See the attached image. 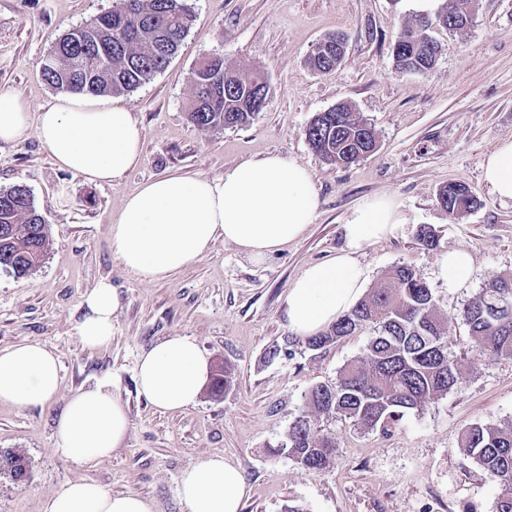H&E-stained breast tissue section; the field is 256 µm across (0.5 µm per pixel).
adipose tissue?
Instances as JSON below:
<instances>
[{
  "label": "adipose tissue",
  "mask_w": 512,
  "mask_h": 512,
  "mask_svg": "<svg viewBox=\"0 0 512 512\" xmlns=\"http://www.w3.org/2000/svg\"><path fill=\"white\" fill-rule=\"evenodd\" d=\"M47 147L58 167L95 185L121 179L143 160V130L120 104L101 107L81 94H68L39 112L0 92V141L29 135ZM484 179L499 197L512 200V140L488 156ZM309 171L275 154L246 161L219 176L169 174L144 182L123 202L111 226L112 255L128 270L162 281L196 264L217 239L261 261L304 235L317 212ZM407 218L392 196L360 203L348 219L346 246L333 258L309 265L290 286L289 329L297 336L322 332L360 298L367 272L357 255L368 244L396 236ZM86 313L76 333L81 344L100 349L112 340V320L121 298L99 281L84 296ZM61 360L36 341L0 348V403L42 405L60 389ZM209 362L196 339L167 338L137 363L140 391L157 409L177 411L197 404ZM130 430L125 405L108 384L71 394L55 426L59 453L82 465L109 458ZM247 493L239 469L221 455L183 471L179 494L188 512H240ZM44 512H153L135 492L112 494L85 480L68 481L44 504Z\"/></svg>",
  "instance_id": "adipose-tissue-1"
}]
</instances>
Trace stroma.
<instances>
[{
  "instance_id": "1",
  "label": "stroma",
  "mask_w": 512,
  "mask_h": 512,
  "mask_svg": "<svg viewBox=\"0 0 512 512\" xmlns=\"http://www.w3.org/2000/svg\"><path fill=\"white\" fill-rule=\"evenodd\" d=\"M193 25L170 63L149 82L119 96L143 129V161L123 178L95 186L60 170L36 136L0 141V187L26 185L50 229L43 266L24 278L0 272V347L23 340L54 349L62 363L58 395L45 405L0 403V453L28 462L24 480L0 474V512H42L44 501L74 479L151 500L154 512H188L182 472L213 454L241 472L249 490L242 512H494L496 490L459 447L462 431L480 422L512 424V358H488L468 346L455 315L494 277L512 273V200L483 179L489 153L512 139V0H478L472 24L434 29L442 51L425 72H403L392 57L397 31L415 20L412 0H187ZM112 0H0V90L18 94L29 112L58 95L42 64L68 29L86 24ZM340 32V66L313 70L308 58ZM219 54L232 66L264 72L266 103L242 126L201 131L187 120L190 75ZM349 102L370 123L378 149L347 167L323 161L305 130L313 117ZM278 153L311 173L317 216L305 234L257 262L216 241L198 263L158 282L140 279L114 259L111 224L124 199L151 178L177 171L216 176L245 161ZM459 182L479 200L453 218L441 187ZM393 196L408 222L394 238L358 254L367 288L386 271L409 264L429 285L438 309L453 316L444 343L462 373L459 387L404 415L390 433L336 418L328 429L338 448L322 470L295 462L281 444L316 384L334 380L366 351L368 332L326 351L293 343L286 317L290 285L313 263L346 243L345 224L362 201ZM431 227L433 248L419 240ZM467 247L474 270L449 292L438 257ZM108 280L122 306L108 347L88 350L77 334L82 297ZM171 336L194 337L211 363L228 364L231 388H204L196 405L159 411L136 383L139 356ZM281 345L278 358L267 352ZM108 382L126 406L130 432L110 459L77 465L56 450L54 422L69 396Z\"/></svg>"
}]
</instances>
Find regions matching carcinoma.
Returning <instances> with one entry per match:
<instances>
[{"label": "carcinoma", "mask_w": 512, "mask_h": 512, "mask_svg": "<svg viewBox=\"0 0 512 512\" xmlns=\"http://www.w3.org/2000/svg\"><path fill=\"white\" fill-rule=\"evenodd\" d=\"M473 10L472 0L450 5L402 27L394 37L397 68L419 63L417 72L433 67L424 50L404 45L422 26L459 29L453 21ZM193 24L186 0H113L112 8L85 26L72 27L53 45L43 63L53 88L86 95L131 92L163 70ZM344 54L331 59L314 53L310 66L336 69ZM192 104L187 120L211 130L242 126L258 113L255 101L268 94L264 75L232 68L224 57L202 59L192 71ZM311 148L326 162L349 167L377 148L375 131L351 105L315 115L306 129ZM438 201L455 218L474 210L478 201L462 184L450 183ZM49 228L22 184L0 189V271L21 278L36 271L49 247ZM468 329V346L481 356L512 357V274L491 280L457 314ZM453 318L442 314L431 288L407 264L392 267L379 287L322 333L305 338L312 351L325 350L342 338L369 330L364 357L347 364L336 379L314 386L308 410L293 421L286 448L302 466L322 470L338 448L336 438L320 422L344 417L368 430L391 432L404 412L448 394L461 380L456 357L443 344ZM465 455L498 490L495 512H512V426L474 423L461 434ZM28 469L25 456L0 454V472L18 479Z\"/></svg>", "instance_id": "cac0c4a2"}]
</instances>
